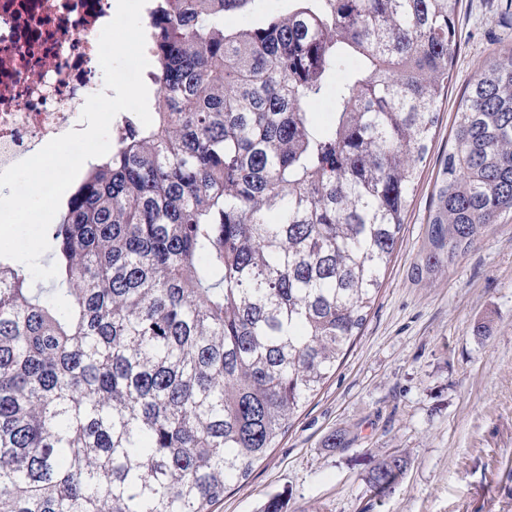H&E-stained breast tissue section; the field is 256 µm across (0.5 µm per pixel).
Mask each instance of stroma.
Returning a JSON list of instances; mask_svg holds the SVG:
<instances>
[{"instance_id": "35a3bbf8", "label": "stroma", "mask_w": 512, "mask_h": 512, "mask_svg": "<svg viewBox=\"0 0 512 512\" xmlns=\"http://www.w3.org/2000/svg\"><path fill=\"white\" fill-rule=\"evenodd\" d=\"M249 0L226 15L234 31L296 9ZM458 42L429 154L396 252L367 320L317 395L291 420L217 512H512V218L504 217L449 270L419 274L439 171L455 146L468 86L512 46V0H460ZM343 433L342 449L328 447ZM411 465L379 498L365 483L384 456Z\"/></svg>"}]
</instances>
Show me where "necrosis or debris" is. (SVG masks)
Segmentation results:
<instances>
[{"label":"necrosis or debris","instance_id":"necrosis-or-debris-1","mask_svg":"<svg viewBox=\"0 0 512 512\" xmlns=\"http://www.w3.org/2000/svg\"><path fill=\"white\" fill-rule=\"evenodd\" d=\"M112 0H0V170L51 139L84 130L104 88L98 38Z\"/></svg>","mask_w":512,"mask_h":512}]
</instances>
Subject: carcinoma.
<instances>
[{"label": "carcinoma", "mask_w": 512, "mask_h": 512, "mask_svg": "<svg viewBox=\"0 0 512 512\" xmlns=\"http://www.w3.org/2000/svg\"><path fill=\"white\" fill-rule=\"evenodd\" d=\"M157 0L133 113L51 225L66 302L0 258V512H213L362 329L448 90L458 0ZM334 91V119L310 104ZM429 274L512 215V49L457 113ZM410 466L388 455L385 494ZM300 5L296 0H252L245 7L224 17L229 31L263 24L270 17L286 15Z\"/></svg>", "instance_id": "cac0c4a2"}]
</instances>
